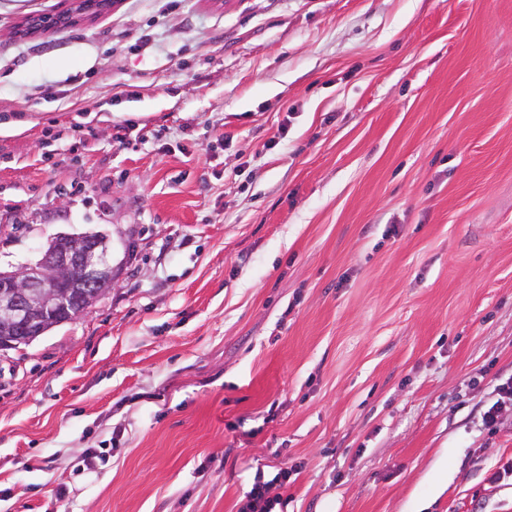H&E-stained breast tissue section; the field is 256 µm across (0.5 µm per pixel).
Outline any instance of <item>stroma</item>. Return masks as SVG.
Returning a JSON list of instances; mask_svg holds the SVG:
<instances>
[{"instance_id": "35a3bbf8", "label": "stroma", "mask_w": 512, "mask_h": 512, "mask_svg": "<svg viewBox=\"0 0 512 512\" xmlns=\"http://www.w3.org/2000/svg\"><path fill=\"white\" fill-rule=\"evenodd\" d=\"M66 6L0 0V267L115 285L0 350V512H512V0ZM299 473L298 468L289 471L281 469L269 480H264L261 476L256 477L250 491L245 496L246 502L239 511L275 512L274 509L277 506H282L285 502L282 492L288 489V485L296 481Z\"/></svg>"}]
</instances>
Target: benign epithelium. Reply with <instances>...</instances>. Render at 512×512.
<instances>
[{"label":"benign epithelium","instance_id":"1","mask_svg":"<svg viewBox=\"0 0 512 512\" xmlns=\"http://www.w3.org/2000/svg\"><path fill=\"white\" fill-rule=\"evenodd\" d=\"M109 239L99 234L60 233L37 263L0 269V349L31 343L59 324V315L81 312L114 285Z\"/></svg>","mask_w":512,"mask_h":512}]
</instances>
